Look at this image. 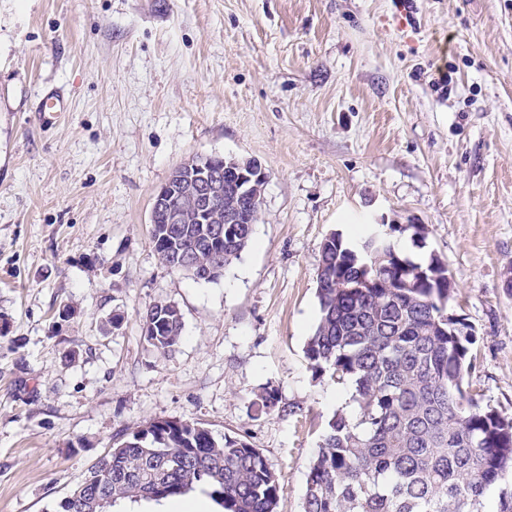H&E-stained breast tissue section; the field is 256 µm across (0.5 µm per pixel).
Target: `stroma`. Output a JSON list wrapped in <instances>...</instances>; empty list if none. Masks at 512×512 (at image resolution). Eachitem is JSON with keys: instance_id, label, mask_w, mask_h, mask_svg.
<instances>
[{"instance_id": "35a3bbf8", "label": "stroma", "mask_w": 512, "mask_h": 512, "mask_svg": "<svg viewBox=\"0 0 512 512\" xmlns=\"http://www.w3.org/2000/svg\"><path fill=\"white\" fill-rule=\"evenodd\" d=\"M413 3L402 29L399 0H0V512H54L159 417L247 436L303 512L323 428L358 414L304 353L321 244L380 220L424 226L398 247L445 261L467 379L512 415V0ZM42 85L70 103L50 126ZM211 154L268 178L250 245L203 282L159 261L149 216ZM159 300L184 321L165 356ZM144 337L154 350L167 354L180 344L184 322L177 304L157 301L150 305L142 316Z\"/></svg>"}]
</instances>
